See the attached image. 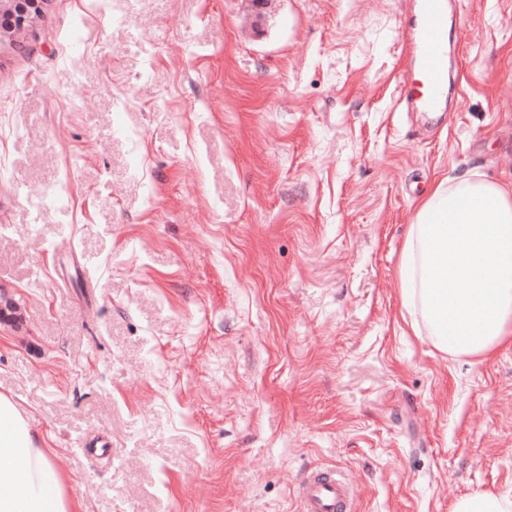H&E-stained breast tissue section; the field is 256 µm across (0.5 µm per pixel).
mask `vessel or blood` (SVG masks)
<instances>
[{
	"label": "vessel or blood",
	"mask_w": 512,
	"mask_h": 512,
	"mask_svg": "<svg viewBox=\"0 0 512 512\" xmlns=\"http://www.w3.org/2000/svg\"><path fill=\"white\" fill-rule=\"evenodd\" d=\"M420 19L409 36L414 61L405 73L407 103L419 112L443 111L448 93V58L444 32V0H419ZM299 512H351L357 484L336 470L305 476L297 490Z\"/></svg>",
	"instance_id": "vessel-or-blood-1"
}]
</instances>
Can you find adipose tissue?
<instances>
[{
	"instance_id": "obj_1",
	"label": "adipose tissue",
	"mask_w": 512,
	"mask_h": 512,
	"mask_svg": "<svg viewBox=\"0 0 512 512\" xmlns=\"http://www.w3.org/2000/svg\"><path fill=\"white\" fill-rule=\"evenodd\" d=\"M398 275L405 308L441 352L483 360L512 339V173L435 181L408 228ZM0 512H81L49 450L1 395Z\"/></svg>"
}]
</instances>
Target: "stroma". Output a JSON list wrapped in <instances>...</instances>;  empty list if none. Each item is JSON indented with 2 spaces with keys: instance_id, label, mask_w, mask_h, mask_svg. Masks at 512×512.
I'll return each mask as SVG.
<instances>
[{
  "instance_id": "35a3bbf8",
  "label": "stroma",
  "mask_w": 512,
  "mask_h": 512,
  "mask_svg": "<svg viewBox=\"0 0 512 512\" xmlns=\"http://www.w3.org/2000/svg\"><path fill=\"white\" fill-rule=\"evenodd\" d=\"M413 0H42L0 45V392L83 512H357L512 495V345L401 316L435 178L512 171V0H448L446 119L407 111ZM300 512H351L358 485L336 470L313 472L298 484Z\"/></svg>"
}]
</instances>
